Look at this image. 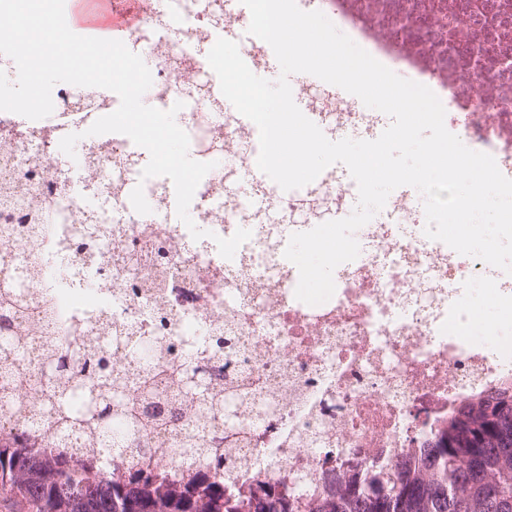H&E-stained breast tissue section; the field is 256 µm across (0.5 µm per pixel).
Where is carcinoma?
Wrapping results in <instances>:
<instances>
[{
	"label": "carcinoma",
	"mask_w": 512,
	"mask_h": 512,
	"mask_svg": "<svg viewBox=\"0 0 512 512\" xmlns=\"http://www.w3.org/2000/svg\"><path fill=\"white\" fill-rule=\"evenodd\" d=\"M27 292L24 282L0 271L5 309L24 306ZM24 332V327L0 328V414L18 421L27 412L18 397L25 381L14 373L29 358ZM107 333L74 368L66 358L44 353L36 366L46 380L37 396L42 421L0 434V500L12 502L14 512H512V384L461 402L448 426L417 451L383 466L371 464L348 479L324 472L322 493L265 483L246 494L224 492V456L204 447L200 431L183 435L179 447L167 449L168 459L144 478L127 476L117 466L63 460L41 447L44 434L57 444L85 432L89 448L153 446L188 407L201 420L219 407L228 429L237 426L243 394L215 387L191 362L169 374L147 372L134 387H122L124 366L113 363L112 347L125 348V361L137 369L145 341ZM165 376L179 390L181 405L156 404ZM115 423L126 438L114 439ZM204 460L212 478L193 491L181 490L173 469Z\"/></svg>",
	"instance_id": "cac0c4a2"
}]
</instances>
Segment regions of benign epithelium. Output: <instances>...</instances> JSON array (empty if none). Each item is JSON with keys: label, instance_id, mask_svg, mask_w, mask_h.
<instances>
[{"label": "benign epithelium", "instance_id": "1", "mask_svg": "<svg viewBox=\"0 0 512 512\" xmlns=\"http://www.w3.org/2000/svg\"><path fill=\"white\" fill-rule=\"evenodd\" d=\"M375 19L389 41L403 50L426 47L444 66L461 63L472 74L484 67L488 57L490 22L503 17L498 0H483L471 10L469 0H380Z\"/></svg>", "mask_w": 512, "mask_h": 512}]
</instances>
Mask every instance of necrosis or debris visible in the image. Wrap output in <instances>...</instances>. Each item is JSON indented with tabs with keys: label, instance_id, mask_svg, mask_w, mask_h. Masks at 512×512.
<instances>
[{
	"label": "necrosis or debris",
	"instance_id": "obj_1",
	"mask_svg": "<svg viewBox=\"0 0 512 512\" xmlns=\"http://www.w3.org/2000/svg\"><path fill=\"white\" fill-rule=\"evenodd\" d=\"M195 2L179 18L178 38L150 48L151 93L191 101L179 122L189 155L213 165L189 208L206 238L172 221L167 177L143 184L151 213L133 211L136 184L124 172L138 167L141 147L122 134H82L110 98L79 99L60 83L57 111L46 118L0 111V197H19L27 223L43 227L15 248V271L31 287L35 329L26 342L35 355L52 337L74 360L104 317L113 332L149 338L147 366L156 369L181 364L182 339L194 337L203 375L251 396L236 431L225 432L218 418L205 432L224 440L225 490L265 481L317 492L325 469L383 464L421 447L462 400L512 378V275L428 239L403 208L391 223L356 231L359 256L335 269V293L317 306L296 299L299 272L284 256L298 225H251L234 258L222 257L214 239L240 228L251 196H225L224 150L248 131L216 119L208 93L188 97L180 79L188 72L204 82L208 69L196 33L208 29L216 0ZM488 112L512 122V96L474 95L454 119L456 132L512 171V142L487 125ZM70 132L82 135L76 183L58 152ZM491 273L493 287H482ZM487 308L498 317L477 331L471 317ZM217 334L227 338L224 349L210 345Z\"/></svg>",
	"mask_w": 512,
	"mask_h": 512
}]
</instances>
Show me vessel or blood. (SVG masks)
<instances>
[{
    "label": "vessel or blood",
    "mask_w": 512,
    "mask_h": 512,
    "mask_svg": "<svg viewBox=\"0 0 512 512\" xmlns=\"http://www.w3.org/2000/svg\"><path fill=\"white\" fill-rule=\"evenodd\" d=\"M227 3L223 18L225 38L246 45L243 60L255 74H263L275 58L272 48L263 40L242 32L240 21L243 7L240 0H227ZM70 13L73 27L80 30L83 36L116 39L124 42L132 52L142 53L144 42L139 38L141 24L136 17L116 11L112 0H71ZM176 27L172 5L169 0H162L153 17L151 32L165 36L175 32ZM247 174L262 183L259 195L249 200L253 213L264 217L267 222L283 223V216L273 207L275 198L282 193L281 188L275 182L264 181L257 166H250Z\"/></svg>",
    "instance_id": "b4317fda"
}]
</instances>
